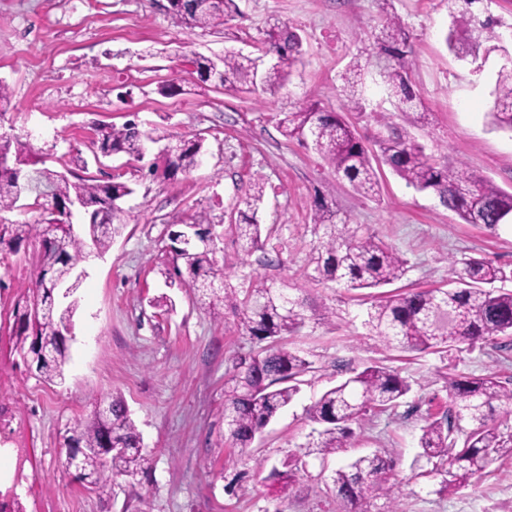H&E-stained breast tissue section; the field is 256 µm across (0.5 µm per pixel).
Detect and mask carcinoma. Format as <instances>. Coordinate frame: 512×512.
Returning a JSON list of instances; mask_svg holds the SVG:
<instances>
[{
  "instance_id": "obj_1",
  "label": "carcinoma",
  "mask_w": 512,
  "mask_h": 512,
  "mask_svg": "<svg viewBox=\"0 0 512 512\" xmlns=\"http://www.w3.org/2000/svg\"><path fill=\"white\" fill-rule=\"evenodd\" d=\"M168 12L177 24L217 27L238 13L236 0H168ZM474 27L486 33V40L499 41L498 23L491 18L472 17ZM263 55L274 52L280 61L258 68L255 60L234 51L221 60V87L235 93L259 89L274 92L284 85L295 63L301 59V38L289 26L277 23L267 33ZM378 65L370 71L359 63L352 66L345 109L365 111L364 92L375 74L380 90L399 103L412 106L417 95L408 79L406 58L412 53L410 35L403 20L386 18L374 37ZM497 128L512 131V63L500 67L492 108ZM376 121L390 128L378 139L386 165L407 185L419 192L432 191L467 224L491 229L512 219V193L493 183L477 179L466 166L441 165L428 157L422 146L408 134L389 127L388 115L378 113ZM287 137L309 145L336 176L348 182L354 193L373 197L379 182L373 156L350 125L335 112H324L318 104L305 102L294 112L283 113L279 121ZM144 133L134 122L97 128V146L104 154L142 157ZM202 141L179 140L169 145L171 158L156 163L150 172L164 180L195 168ZM134 188L117 174L109 182L92 177L70 180L64 173L46 166L28 141L0 135V213L17 209L21 196L33 198V205L47 216L35 224H0V252H15L32 236L41 238L36 293L17 305L12 330L15 351L36 365L48 382L64 379L68 347L59 339V326L72 322L76 305L56 304L55 288L67 284L78 289L75 271L86 261L87 245L101 255L111 246L123 225L115 223L119 212L107 224H87L79 233L71 228L65 210L76 199L106 208L114 199L126 198ZM264 197V179L257 176L251 193L239 210L235 225L242 251L261 248V224L257 214ZM312 222L323 229L315 264L319 279L349 290L376 289L400 280L407 260L396 249L358 224L336 221V211L327 202L317 205ZM175 276L208 299V307L227 308L239 317V326L252 339L267 342L260 351L234 361V386L224 402V439L242 451L249 448L258 431L267 426L300 392V377L311 371L312 362L279 344V339L297 332L307 319L302 299L280 288L262 285L239 292L229 285L213 287L217 278L215 251L210 246L187 243L174 250ZM512 280L504 269L480 259L462 262L454 287L435 288L380 296L366 309L364 326L370 335L388 346L428 352L490 344L500 336L512 335V290L491 284ZM411 391V384L386 366H369L325 390L308 408L309 417L319 425L318 437L306 444L324 457L350 445L351 425L369 413L399 406ZM448 397L452 406L444 417L426 422L419 438V457L433 464L427 476L439 477L438 494L459 489L480 477L492 461L512 456V432L500 430L493 403L504 402L502 413L512 408V387L491 373L467 377L448 373ZM64 448L81 450L77 478L96 489H104L118 477L131 481L153 468L151 454L141 446V437L124 402L114 398L94 411L89 419H73L61 435ZM115 451L108 452L109 447ZM336 497L346 512H366L370 501L385 494L392 497L388 512H400L394 496L398 484L394 463L382 453L356 458L334 471Z\"/></svg>"
}]
</instances>
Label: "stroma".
Masks as SVG:
<instances>
[{
  "mask_svg": "<svg viewBox=\"0 0 512 512\" xmlns=\"http://www.w3.org/2000/svg\"><path fill=\"white\" fill-rule=\"evenodd\" d=\"M167 0H0V80L11 104L0 132L24 137L47 166L115 173L133 183L123 203L125 229L110 249L85 265L74 295L75 337L60 383L44 381L21 362L11 334L18 301L31 295L39 238L0 255V488H14L24 512H343L330 480L356 457L385 450L400 480L404 512H512V459L493 461L473 484L437 494L417 458L427 417L450 407L448 372L496 374L512 381V336L497 347L417 353L369 336L362 312L372 290L318 281L309 258L320 230L318 198L339 218L362 225L407 260L390 294L448 287L454 265L475 258L512 271V223L489 229L464 223L435 194L419 192L381 166L380 192L363 198L319 156L280 133L278 115L312 98L344 112L370 150L387 133L376 121L408 132L437 163L465 165L512 191V132L495 129L492 105L500 51L448 49L444 36L460 20L457 0H237L239 13L209 30L176 25ZM407 25L410 79L421 102L402 111L370 98L365 111L345 112L348 64L367 61L387 15ZM292 24L304 60L275 93H234L199 83L190 60L231 49L257 55L273 24ZM181 82L170 96L160 87ZM136 119L151 141L142 160L97 159L96 130ZM202 139L200 164L171 180L142 177L166 142ZM263 175L259 211L264 245L244 253L236 240L239 202ZM208 211L218 264L244 290L267 283L303 298L308 319L283 343L313 363L294 402L256 437L247 452L224 439V400L232 363L260 345L238 329L232 311L210 313L196 291L171 284L168 235L173 218ZM335 317L324 318L325 308ZM399 370L412 383L392 411L369 414L348 448L328 459L306 444L315 425L307 406L327 388L370 365ZM121 398L154 457L135 482L111 491L88 489L64 468L59 431Z\"/></svg>",
  "mask_w": 512,
  "mask_h": 512,
  "instance_id": "1",
  "label": "stroma"
}]
</instances>
